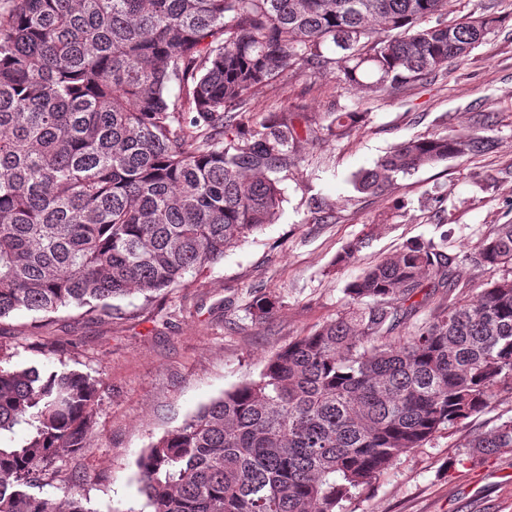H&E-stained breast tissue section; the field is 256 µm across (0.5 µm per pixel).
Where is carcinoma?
Masks as SVG:
<instances>
[{"label": "carcinoma", "instance_id": "cac0c4a2", "mask_svg": "<svg viewBox=\"0 0 512 512\" xmlns=\"http://www.w3.org/2000/svg\"><path fill=\"white\" fill-rule=\"evenodd\" d=\"M445 0H13L0 13V319L149 301L276 221L270 174L301 137L256 128L250 90L290 69L372 92L423 82L501 23L442 19ZM437 17L432 26L425 25ZM179 94L169 96L171 86ZM494 141L449 129L394 146L354 176L363 194ZM512 265V223L447 253L408 241L344 289L345 308L168 430L137 461L150 512H343L402 454L512 392V278L475 291L465 268ZM431 292H425V289ZM421 300H416L417 296ZM429 318L415 325L418 310ZM276 308L254 299L264 320ZM0 355V512H91L80 491L37 492L62 453L89 447L99 381ZM512 450V417L473 436Z\"/></svg>", "mask_w": 512, "mask_h": 512}]
</instances>
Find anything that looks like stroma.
I'll use <instances>...</instances> for the list:
<instances>
[{
	"mask_svg": "<svg viewBox=\"0 0 512 512\" xmlns=\"http://www.w3.org/2000/svg\"><path fill=\"white\" fill-rule=\"evenodd\" d=\"M492 7L502 18L470 55L424 82L372 94L332 75L289 71L247 97L252 125L276 113L339 112L363 118L346 135L300 139L291 165L276 173L284 202L275 223L249 234L223 259L149 303L139 294L113 300L111 315L73 308L46 319L17 311L0 320V353L13 364L76 369L99 382L94 437L83 454L60 455L41 496L60 500L83 476L93 512H142L137 460L225 390L257 378L265 363L334 317L346 285L409 239L448 234L452 251L471 248L512 222V0H447L449 21ZM495 150L398 177L378 195L359 193L353 177L397 143L446 128H480L485 114ZM357 245L354 262L336 257ZM279 296L266 320L250 304ZM56 352L44 356L40 344ZM512 417V394L455 431L402 454L346 512H512V451L472 453L474 433Z\"/></svg>",
	"mask_w": 512,
	"mask_h": 512,
	"instance_id": "1",
	"label": "stroma"
}]
</instances>
